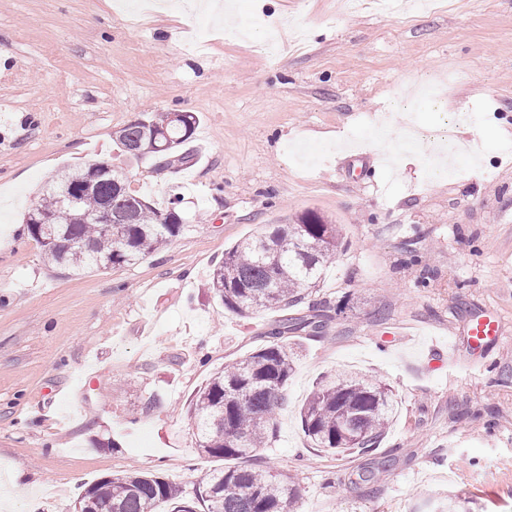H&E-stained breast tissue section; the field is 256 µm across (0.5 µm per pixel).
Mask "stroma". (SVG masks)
<instances>
[{
    "mask_svg": "<svg viewBox=\"0 0 512 512\" xmlns=\"http://www.w3.org/2000/svg\"><path fill=\"white\" fill-rule=\"evenodd\" d=\"M138 0H0V512H68L103 476L154 472L185 490L220 460L201 453L189 407L281 319L241 318L209 286L226 248L313 211L345 248L296 317L299 344L264 458L295 479L296 512H512V0H238L192 24ZM300 46L271 56L253 16ZM443 81L440 105L412 87ZM479 148L435 176L428 149L387 167L407 112ZM473 111L471 128L452 125ZM199 117L186 162L126 155L144 115ZM105 161L183 231L106 271L51 264L24 216L45 184ZM497 312L482 350L468 318ZM446 349L432 368L430 346ZM390 386L393 423L373 452L311 445L299 409L323 377Z\"/></svg>",
    "mask_w": 512,
    "mask_h": 512,
    "instance_id": "35a3bbf8",
    "label": "stroma"
}]
</instances>
